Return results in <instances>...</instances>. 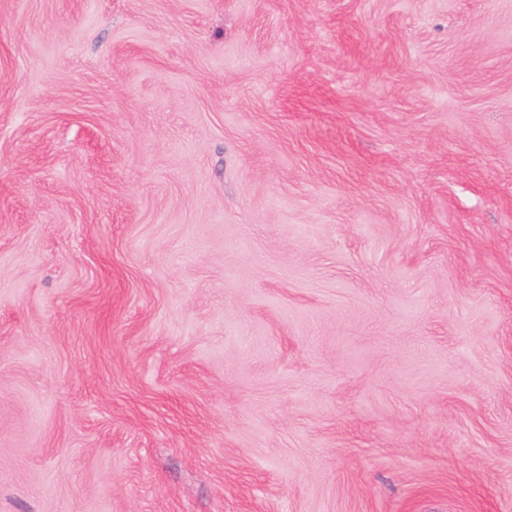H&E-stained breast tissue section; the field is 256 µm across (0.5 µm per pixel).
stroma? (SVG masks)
<instances>
[{"label": "stroma", "instance_id": "obj_1", "mask_svg": "<svg viewBox=\"0 0 512 512\" xmlns=\"http://www.w3.org/2000/svg\"><path fill=\"white\" fill-rule=\"evenodd\" d=\"M0 512H512V0H0Z\"/></svg>", "mask_w": 512, "mask_h": 512}]
</instances>
